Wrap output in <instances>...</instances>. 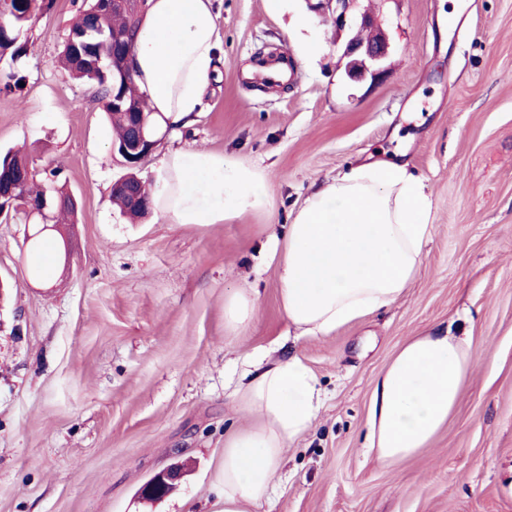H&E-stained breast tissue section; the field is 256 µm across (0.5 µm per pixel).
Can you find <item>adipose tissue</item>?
<instances>
[{
	"instance_id": "obj_1",
	"label": "adipose tissue",
	"mask_w": 512,
	"mask_h": 512,
	"mask_svg": "<svg viewBox=\"0 0 512 512\" xmlns=\"http://www.w3.org/2000/svg\"><path fill=\"white\" fill-rule=\"evenodd\" d=\"M221 52L214 0H147L131 64L149 108L171 126L193 123L218 78ZM152 208L168 224H221L266 209L263 170L203 149L159 160ZM431 201L406 164L378 159L348 168L313 189L291 213L277 261L282 310L298 336L321 337L388 307L414 280L424 257ZM258 313V297L224 300V330L234 335ZM476 356L470 338L441 334L405 342L376 382L370 448L395 465L429 446L459 402ZM256 369L232 395L255 421L224 437L223 512H253L275 488L283 451L322 405L314 373L300 358Z\"/></svg>"
}]
</instances>
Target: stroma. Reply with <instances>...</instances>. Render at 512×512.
Here are the masks:
<instances>
[{"instance_id":"35a3bbf8","label":"stroma","mask_w":512,"mask_h":512,"mask_svg":"<svg viewBox=\"0 0 512 512\" xmlns=\"http://www.w3.org/2000/svg\"><path fill=\"white\" fill-rule=\"evenodd\" d=\"M81 3L54 0L23 29L27 55L0 60V78L24 81L0 92V150L25 151L38 178L59 170L78 203L44 258L25 242L32 225L0 218V512H222L224 435L249 423L229 396L261 349L299 357L324 405L257 512H512V0H360L391 55L357 84L303 0H215L223 54L206 110L137 168L151 186L161 153L200 148L264 169L267 210L203 226L113 206L128 169L102 104L55 63ZM275 48L293 78L252 84L253 58ZM380 149L427 186L421 269L388 308L296 337L269 239L313 182ZM239 288L258 315L230 336L224 298ZM435 330L471 337L477 361L428 448L384 466L368 450L374 383ZM176 466V490L141 498Z\"/></svg>"}]
</instances>
